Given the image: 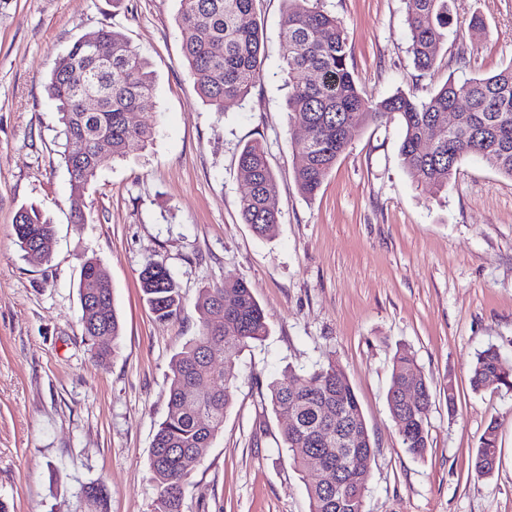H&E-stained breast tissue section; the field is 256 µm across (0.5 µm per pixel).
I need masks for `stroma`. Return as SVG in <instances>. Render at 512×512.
Returning a JSON list of instances; mask_svg holds the SVG:
<instances>
[{
  "label": "stroma",
  "instance_id": "1",
  "mask_svg": "<svg viewBox=\"0 0 512 512\" xmlns=\"http://www.w3.org/2000/svg\"><path fill=\"white\" fill-rule=\"evenodd\" d=\"M344 26L355 79L372 99L428 96L448 77L512 64V0H448L436 68H415L408 0H321ZM180 0H0V499L10 512H81L79 489L112 490L111 512H153V437L168 414L172 357L194 336L202 289L247 282L268 336L238 363L233 404L190 468L183 512H309L305 481L283 447L288 426L268 385L285 368L333 358L378 448L365 512H512V391L473 393L470 366L493 345L512 367V179L463 158L447 188L415 184L399 123L354 134L315 197L301 195L282 72L283 0H256L263 73L245 101L202 102L176 26ZM481 17L484 34L470 23ZM102 26L123 33L155 72L138 120L154 136L124 159L103 154L95 182L72 194L59 156V114L45 91L55 59ZM260 140L276 177L280 222L264 238L240 216L243 146ZM36 204L56 236L50 261L13 230ZM85 223H74V210ZM107 269L122 322L115 355L98 361L82 335L81 265ZM161 262L184 299L156 320L140 273ZM414 355L431 392L430 445L403 448L386 394L396 351ZM498 458L472 459L489 421Z\"/></svg>",
  "mask_w": 512,
  "mask_h": 512
}]
</instances>
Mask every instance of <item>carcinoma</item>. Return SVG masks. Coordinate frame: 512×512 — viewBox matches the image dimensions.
I'll return each mask as SVG.
<instances>
[{
  "mask_svg": "<svg viewBox=\"0 0 512 512\" xmlns=\"http://www.w3.org/2000/svg\"><path fill=\"white\" fill-rule=\"evenodd\" d=\"M283 71L288 76V124L300 157L294 179L300 193L314 197L324 178L345 152L352 132L372 123L397 121L404 130L400 154L412 180L438 190L448 186L458 162L476 156L501 175L512 179V65L480 78L448 79L434 93L420 98L398 91L379 100L363 96L351 70V48L342 22L324 11L318 0H284ZM256 0H181L176 24L184 59L197 80L200 96L216 112L244 99L262 76V43ZM448 0H409L407 26L415 67L435 70L437 50L448 39ZM112 44V61L102 63L93 52L99 43ZM155 79L150 64L125 35L101 27L79 38L56 58L46 90L56 103L63 125L60 157L70 176L72 192L82 195L95 179L96 141L105 138L112 155L126 157L145 148L152 128L131 121L143 99L151 96ZM97 98L98 109L84 113L80 102ZM456 123L448 127V111ZM437 136L429 143L431 136ZM239 176L247 187L240 201L244 223L266 236L279 223V212L269 205L277 190L264 147L246 144L238 159ZM14 233L24 252L36 249L42 260L51 258L54 225L42 209L30 204L15 216ZM82 270L90 272L93 287L80 288L82 333L96 358L104 360L117 348L121 322L115 307L107 269L89 258ZM141 290L159 320L180 313L182 296L166 266H145ZM197 333L171 361L167 391L169 413L154 435L149 457L158 495L154 512H183L187 484L186 461H201L219 431L233 400L241 353L263 341L269 326L263 309L243 280L227 276L224 283L200 291ZM112 336V348L97 343L101 333ZM216 357L220 364L207 359ZM417 368L413 356L398 351L392 360L387 405L403 448L421 458L429 445L425 427L431 406L426 378H407ZM497 388L512 391V370L503 366L500 350L489 345L471 366L475 393L486 390L490 377ZM419 389V401L406 410L400 393L407 381ZM276 413L291 411L292 428L283 433L288 458L304 472L316 458L320 473L305 480L309 512H364L372 463L377 452L358 397L342 368L329 360L317 368L286 370L269 384ZM323 432L340 434L319 441ZM498 457L497 423L492 419L480 438L474 473L481 478L493 471ZM111 490L89 482L80 489L84 512H110Z\"/></svg>",
  "mask_w": 512,
  "mask_h": 512,
  "instance_id": "obj_1",
  "label": "carcinoma"
}]
</instances>
